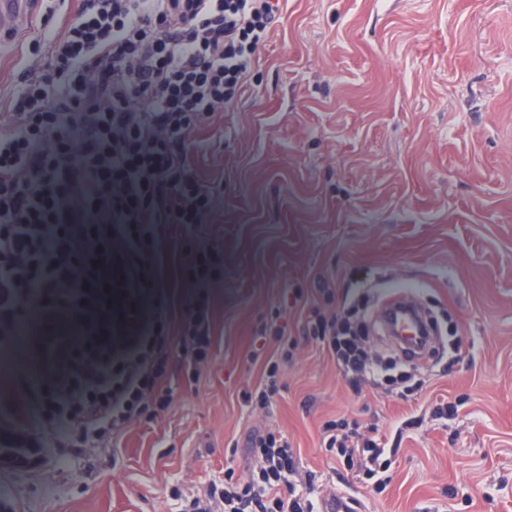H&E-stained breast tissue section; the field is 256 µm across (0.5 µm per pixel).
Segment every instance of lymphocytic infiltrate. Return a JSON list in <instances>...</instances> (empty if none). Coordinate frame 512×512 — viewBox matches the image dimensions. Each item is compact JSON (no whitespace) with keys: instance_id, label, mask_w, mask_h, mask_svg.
<instances>
[{"instance_id":"lymphocytic-infiltrate-1","label":"lymphocytic infiltrate","mask_w":512,"mask_h":512,"mask_svg":"<svg viewBox=\"0 0 512 512\" xmlns=\"http://www.w3.org/2000/svg\"><path fill=\"white\" fill-rule=\"evenodd\" d=\"M280 0H80L61 38L50 44L42 72L24 66L22 86L0 126V345L32 309L55 300L80 306L74 261L103 214L140 224H199L211 189L193 168L190 137L213 112L244 93L256 52ZM310 333L346 374L365 369L348 323L315 314ZM184 362L195 370L211 358L213 318L206 301L183 315ZM171 355L168 323L158 319L117 353L77 360L44 397L32 384L35 417L58 432L111 436L139 417L152 397L166 401L156 368ZM345 464L366 477L388 465L376 441L329 438ZM247 483L225 473L196 512H315L312 499L279 494L293 453L272 432L253 441Z\"/></svg>"}]
</instances>
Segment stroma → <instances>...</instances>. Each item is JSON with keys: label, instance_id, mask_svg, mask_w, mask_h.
<instances>
[{"label": "stroma", "instance_id": "35a3bbf8", "mask_svg": "<svg viewBox=\"0 0 512 512\" xmlns=\"http://www.w3.org/2000/svg\"><path fill=\"white\" fill-rule=\"evenodd\" d=\"M45 0L0 43V102L21 86V41L42 38ZM213 208L140 251L94 234L76 276L84 303L32 310L0 355V512H187L225 471L251 475L249 436L294 450L285 480L363 512H512V0H284L251 86L195 134ZM152 282L131 288L125 268ZM112 281L105 296L100 285ZM413 287L441 342L420 367L391 359L369 314L358 385L308 332ZM214 317L212 362L196 377L173 342L167 404L106 440L38 426L35 448L6 428L28 385L51 391L70 362L120 350L199 298ZM277 360L267 406L262 390ZM410 374L409 383L400 375ZM345 424L393 448L374 492L327 448Z\"/></svg>", "mask_w": 512, "mask_h": 512}]
</instances>
